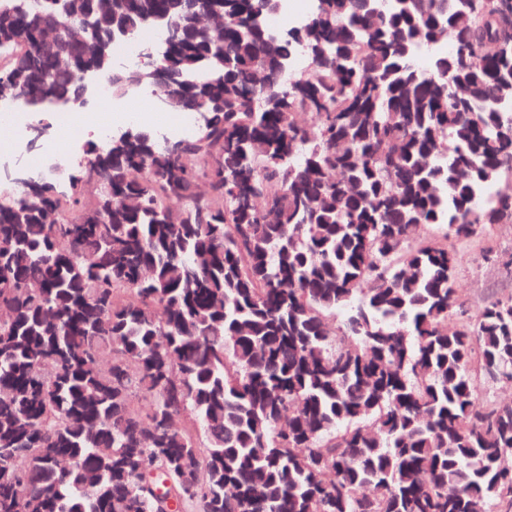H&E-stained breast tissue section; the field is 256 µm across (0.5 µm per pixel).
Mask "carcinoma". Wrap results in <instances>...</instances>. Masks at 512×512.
<instances>
[{"mask_svg": "<svg viewBox=\"0 0 512 512\" xmlns=\"http://www.w3.org/2000/svg\"><path fill=\"white\" fill-rule=\"evenodd\" d=\"M204 7L0 0V100L204 115L0 181V512H512V295L457 288L512 222V0ZM151 27L164 80L114 72ZM164 32L160 29H153L147 32H144L140 35L139 38L136 39H129L124 42H120L116 48H115V57L120 59L121 61L114 60V66L115 68H122L126 67L130 64H139L141 66L145 65V62H147V59L140 58V52L145 46H153V48H157L156 45L152 42L147 43L143 46H141L138 50L139 42L141 40H151L161 45V43L164 41ZM138 53V55H137ZM137 56V59L133 63H125V62H131L133 61Z\"/></svg>", "mask_w": 512, "mask_h": 512, "instance_id": "cac0c4a2", "label": "carcinoma"}]
</instances>
